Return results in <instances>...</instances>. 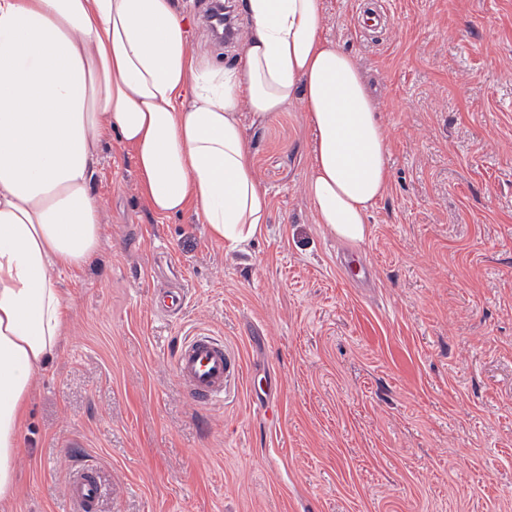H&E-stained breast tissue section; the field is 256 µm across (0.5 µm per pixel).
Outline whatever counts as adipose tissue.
<instances>
[{
    "instance_id": "ef3b65f1",
    "label": "adipose tissue",
    "mask_w": 512,
    "mask_h": 512,
    "mask_svg": "<svg viewBox=\"0 0 512 512\" xmlns=\"http://www.w3.org/2000/svg\"><path fill=\"white\" fill-rule=\"evenodd\" d=\"M241 61L190 45L175 0H0V500L16 493L35 374L58 354L60 277L100 249L95 167L131 150L156 215L193 214L230 251L269 222L248 116L302 102L313 129L305 192L353 244L390 184L388 141L354 57L323 33L321 0H242Z\"/></svg>"
}]
</instances>
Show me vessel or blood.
<instances>
[{"label": "vessel or blood", "instance_id": "b4317fda", "mask_svg": "<svg viewBox=\"0 0 512 512\" xmlns=\"http://www.w3.org/2000/svg\"><path fill=\"white\" fill-rule=\"evenodd\" d=\"M182 309L183 297L177 290L154 302L155 313L163 317H179ZM173 365L188 395L203 407L222 402L226 388L236 376L234 357L226 350L223 340L209 332L185 338L175 352ZM66 493L77 512H94L103 487L93 465H84L74 474Z\"/></svg>", "mask_w": 512, "mask_h": 512}]
</instances>
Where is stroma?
I'll use <instances>...</instances> for the list:
<instances>
[{
    "label": "stroma",
    "instance_id": "obj_1",
    "mask_svg": "<svg viewBox=\"0 0 512 512\" xmlns=\"http://www.w3.org/2000/svg\"><path fill=\"white\" fill-rule=\"evenodd\" d=\"M178 5L193 50L242 58L241 9L220 45L204 0ZM322 23L388 134L369 238L354 250L316 223L301 103L247 124L270 221L241 252L153 214L110 143L100 254L61 281L66 339L33 379L0 512H75L85 462L98 512H512V0H323ZM174 282L172 322L153 301ZM200 329L239 361L210 408L173 369ZM66 493L78 511L94 512L103 494V487L92 464H85L74 474L67 484Z\"/></svg>",
    "mask_w": 512,
    "mask_h": 512
}]
</instances>
